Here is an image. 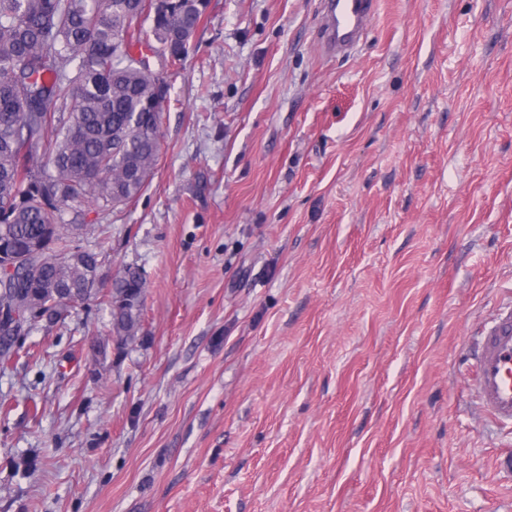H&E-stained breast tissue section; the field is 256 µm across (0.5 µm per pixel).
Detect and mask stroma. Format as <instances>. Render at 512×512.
<instances>
[{
	"label": "stroma",
	"mask_w": 512,
	"mask_h": 512,
	"mask_svg": "<svg viewBox=\"0 0 512 512\" xmlns=\"http://www.w3.org/2000/svg\"><path fill=\"white\" fill-rule=\"evenodd\" d=\"M320 24L209 0L147 190L66 212L102 298L0 368V512H512L468 356L512 297V0ZM375 8L374 0H323V49L348 53L364 37ZM146 280L143 273L137 268H126L112 282V290L108 295V305L112 318V331H124L132 336L133 341L140 329L141 311L145 295ZM129 296L130 303L116 311L113 307V298L116 296Z\"/></svg>",
	"instance_id": "obj_1"
}]
</instances>
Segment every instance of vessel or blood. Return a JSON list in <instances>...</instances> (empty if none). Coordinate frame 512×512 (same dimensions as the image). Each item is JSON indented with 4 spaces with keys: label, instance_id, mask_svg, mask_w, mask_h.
<instances>
[{
    "label": "vessel or blood",
    "instance_id": "obj_1",
    "mask_svg": "<svg viewBox=\"0 0 512 512\" xmlns=\"http://www.w3.org/2000/svg\"><path fill=\"white\" fill-rule=\"evenodd\" d=\"M374 0H322L323 49L346 53L364 37ZM470 357L477 401L501 424H512V308H501L487 323Z\"/></svg>",
    "mask_w": 512,
    "mask_h": 512
}]
</instances>
